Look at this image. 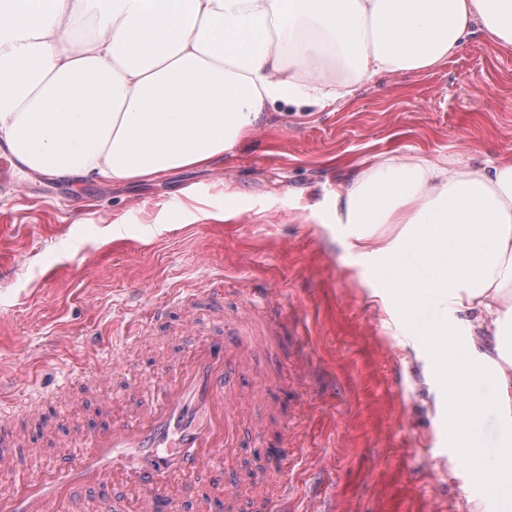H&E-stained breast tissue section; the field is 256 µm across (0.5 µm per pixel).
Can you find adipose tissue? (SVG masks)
Returning a JSON list of instances; mask_svg holds the SVG:
<instances>
[{
    "mask_svg": "<svg viewBox=\"0 0 512 512\" xmlns=\"http://www.w3.org/2000/svg\"><path fill=\"white\" fill-rule=\"evenodd\" d=\"M512 47V0H0V140L32 174L77 182L206 167L267 107L322 108L382 73L416 75L475 31ZM347 247L427 348L448 445L512 503V158L381 155L337 191ZM451 301L464 321L418 318ZM492 377V396L477 381ZM500 445L480 442L488 410Z\"/></svg>",
    "mask_w": 512,
    "mask_h": 512,
    "instance_id": "adipose-tissue-1",
    "label": "adipose tissue"
}]
</instances>
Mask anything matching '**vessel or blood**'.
I'll use <instances>...</instances> for the list:
<instances>
[{"instance_id": "vessel-or-blood-1", "label": "vessel or blood", "mask_w": 512, "mask_h": 512, "mask_svg": "<svg viewBox=\"0 0 512 512\" xmlns=\"http://www.w3.org/2000/svg\"><path fill=\"white\" fill-rule=\"evenodd\" d=\"M175 308L223 313L224 291L174 290L169 305L152 310L154 327L168 326ZM252 326L250 318H243L204 340L189 341L176 358L128 375L129 389L142 396L139 404L116 415L111 394H103L107 423L75 419L54 462L34 461L22 480L0 490V512H59L77 485L102 491L119 486L133 493L137 512H171L177 502L193 496L205 478L223 488V512H233L241 501L225 484V466L243 447L239 381L255 354L271 356L278 347L274 330L255 336ZM144 342L137 334L114 342L92 383L103 382L125 352ZM29 441L30 432L19 426L15 411L0 408V475L16 469L13 448ZM275 481L274 501L252 494L244 501L249 512H288L294 489L287 469H280Z\"/></svg>"}]
</instances>
